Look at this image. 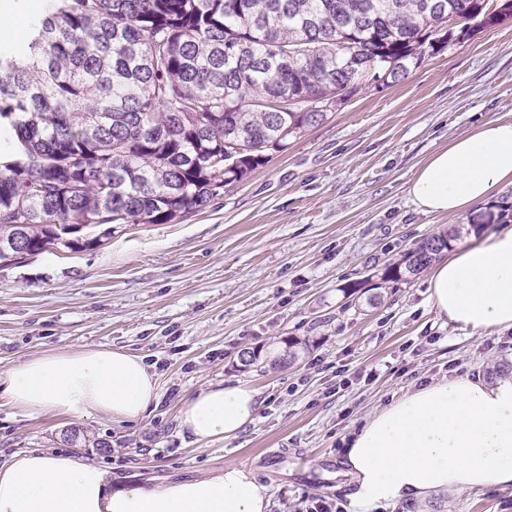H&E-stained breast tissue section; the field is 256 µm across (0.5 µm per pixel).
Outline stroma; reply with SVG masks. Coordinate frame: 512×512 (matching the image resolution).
<instances>
[{
	"label": "stroma",
	"mask_w": 512,
	"mask_h": 512,
	"mask_svg": "<svg viewBox=\"0 0 512 512\" xmlns=\"http://www.w3.org/2000/svg\"><path fill=\"white\" fill-rule=\"evenodd\" d=\"M512 120V22L425 55L407 77L366 87L204 209L168 224H117L100 244L64 246L0 269V372L49 350L118 347L145 357L159 399L141 420L33 416L0 401V464L24 449L76 451L128 485L203 478L229 464L268 485L269 512H512V489L463 492L429 508L358 501L343 440L413 387L512 369V330L439 319L426 274H379L448 224L512 225L496 203L426 213L407 184L436 150L478 124ZM296 362L278 359L290 338ZM257 355L254 365L241 352ZM241 380L261 393L234 438L194 443L179 410L200 389Z\"/></svg>",
	"instance_id": "obj_1"
}]
</instances>
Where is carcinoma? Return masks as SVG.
I'll list each match as a JSON object with an SVG mask.
<instances>
[{
    "label": "carcinoma",
    "mask_w": 512,
    "mask_h": 512,
    "mask_svg": "<svg viewBox=\"0 0 512 512\" xmlns=\"http://www.w3.org/2000/svg\"><path fill=\"white\" fill-rule=\"evenodd\" d=\"M490 2L51 0L28 56L0 50V268L18 236L34 256L100 241L82 227L106 236L201 209L363 83L399 82L492 26ZM474 228L422 239L381 280L418 274Z\"/></svg>",
    "instance_id": "1"
}]
</instances>
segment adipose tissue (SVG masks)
<instances>
[{
    "mask_svg": "<svg viewBox=\"0 0 512 512\" xmlns=\"http://www.w3.org/2000/svg\"><path fill=\"white\" fill-rule=\"evenodd\" d=\"M512 186V120L480 124L435 151L407 186L422 211L457 216ZM438 318L473 332L512 329V226L459 246L428 279ZM158 399L143 357L121 348L56 350L0 372V400L31 415L141 419ZM258 393L236 382L189 398L179 423L197 442L236 437ZM344 461L371 506L426 504L459 492L512 488V372L434 381L392 399L344 442ZM256 472L113 486L110 469L62 451H21L0 466V512H267Z\"/></svg>",
    "mask_w": 512,
    "mask_h": 512,
    "instance_id": "obj_1",
    "label": "adipose tissue"
}]
</instances>
